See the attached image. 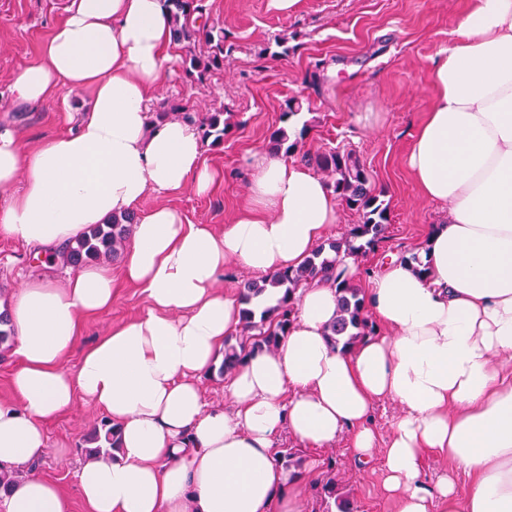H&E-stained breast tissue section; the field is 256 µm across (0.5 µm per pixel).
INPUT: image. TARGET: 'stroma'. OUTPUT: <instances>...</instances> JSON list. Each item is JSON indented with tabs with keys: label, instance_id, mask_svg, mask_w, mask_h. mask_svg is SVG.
I'll list each match as a JSON object with an SVG mask.
<instances>
[{
	"label": "stroma",
	"instance_id": "stroma-1",
	"mask_svg": "<svg viewBox=\"0 0 512 512\" xmlns=\"http://www.w3.org/2000/svg\"><path fill=\"white\" fill-rule=\"evenodd\" d=\"M224 23L230 51L223 72L202 85L190 84L173 66L157 101L186 105L203 115L223 107L229 130L222 144L205 146L203 161L220 176L215 191L197 194L186 188L166 203L194 224L223 231L247 208L250 154L268 148L272 131L282 127L285 102L298 96L308 110L294 125H308L305 150L328 147L353 150L384 191L389 205L385 240L366 261L377 266L387 255L421 249L443 211L425 200L406 164L408 145L428 111L432 90L428 67L446 48L468 0H299L295 12L276 11L271 0H207ZM65 0H0V117L7 118L29 145L62 133L63 106L88 104L90 91L72 94L33 110L15 104L10 87L33 61L63 16ZM287 37V55H277L275 40ZM64 284L69 265L41 267L20 242L0 234V303L9 304L37 271ZM150 307L142 289L118 288L111 308L84 319L82 345L92 344L110 327L144 314ZM103 416L81 404L45 425L47 448L38 476L72 489L82 463L85 436ZM336 478L349 491L358 512H394L382 486V455L369 469L352 468L344 445L328 449Z\"/></svg>",
	"mask_w": 512,
	"mask_h": 512
}]
</instances>
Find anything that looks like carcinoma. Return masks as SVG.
I'll return each instance as SVG.
<instances>
[{
	"label": "carcinoma",
	"instance_id": "1",
	"mask_svg": "<svg viewBox=\"0 0 512 512\" xmlns=\"http://www.w3.org/2000/svg\"><path fill=\"white\" fill-rule=\"evenodd\" d=\"M162 3L169 15L173 43L184 50L181 67L185 78L202 84L213 74L224 71V25L212 17L205 0H162ZM155 117L160 122L176 118L189 122L197 126L203 141L210 140L214 145L224 142L229 128L222 106L197 117L183 105L163 102ZM308 131L306 124L299 129L280 127L274 130L269 140L272 153H296ZM308 160L314 161L324 174L339 203L359 214L360 222L352 225L345 237L320 244L299 267L271 278L243 283L239 291L240 302L244 305L241 328L236 335L224 339V359L218 368L221 377L242 364L247 355L256 351L270 352L278 347L296 319L298 290L314 282H337L336 318L329 326L333 342L341 341L347 346L362 336L374 333L362 288L344 277L337 266L345 255L365 257L386 238L389 208L383 200L384 191L376 190L369 170L351 150L330 147L308 157ZM136 221V213L129 212L108 224L91 225L65 247L67 264L80 269L89 263L118 258L126 249ZM270 286L281 289V296L275 304L255 312L252 308L254 300ZM117 445L115 427L110 419L102 418L80 452L87 459L110 456ZM279 461L291 476L304 475L305 459L298 451L291 448L281 451ZM326 468L324 478L314 485L317 496L326 505L325 512H356L354 503L333 473V462H327Z\"/></svg>",
	"mask_w": 512,
	"mask_h": 512
}]
</instances>
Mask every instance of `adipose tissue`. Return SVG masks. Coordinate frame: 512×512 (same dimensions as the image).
I'll return each instance as SVG.
<instances>
[{"label": "adipose tissue", "instance_id": "adipose-tissue-1", "mask_svg": "<svg viewBox=\"0 0 512 512\" xmlns=\"http://www.w3.org/2000/svg\"><path fill=\"white\" fill-rule=\"evenodd\" d=\"M174 45L161 0H67L39 58L15 78L14 101L39 107L87 89L73 128L36 146L0 125V232L50 264L93 224L138 211L119 270L93 265L56 285L29 278L9 306L21 360L0 397V467L23 471L0 512H69L63 489L26 467L46 447L45 421L77 402L119 429L111 456L74 474L90 512H302L305 478L278 461L291 434L315 452L347 439L355 465L384 458L395 512H512V0H470L431 62L434 102L408 167L423 197L447 212L421 252L420 274L391 254L367 282L381 331L345 349L329 340L336 287L301 289L296 321L273 353L227 378L230 407L205 401L203 374L240 329L237 298L218 282L230 264L272 276L303 262L337 224L340 206L312 168L260 152L250 203L222 234L149 194L210 191L197 130L152 121ZM151 308L81 347L84 317L109 310L117 281ZM76 371L65 366L73 351ZM398 403L388 439L375 406ZM451 464L428 480L425 458ZM473 487L460 494L457 468Z\"/></svg>", "mask_w": 512, "mask_h": 512}]
</instances>
